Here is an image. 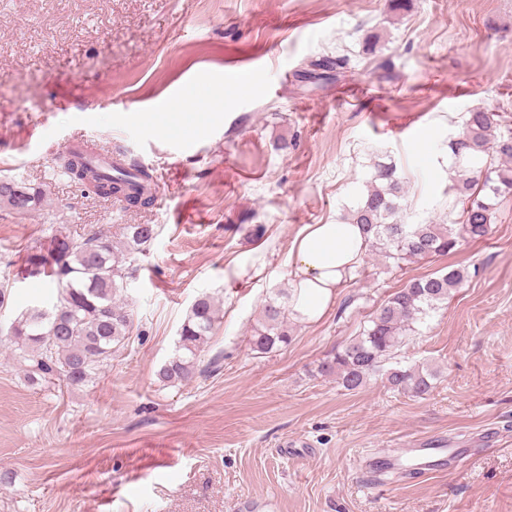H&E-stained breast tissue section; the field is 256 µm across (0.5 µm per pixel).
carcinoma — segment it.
Returning a JSON list of instances; mask_svg holds the SVG:
<instances>
[{
  "mask_svg": "<svg viewBox=\"0 0 512 512\" xmlns=\"http://www.w3.org/2000/svg\"><path fill=\"white\" fill-rule=\"evenodd\" d=\"M497 126L495 113L476 110L465 119L462 133L449 140L451 169L456 172L451 190L462 208L459 219L448 224L406 223L400 218L404 182L396 166L380 161L373 165L366 194L347 210V217L365 227L369 251L382 257L383 272L415 260L447 256L460 243L490 233L498 200L512 194V135L496 133ZM61 168L70 181L99 197H113L138 208L153 204V196L137 183L139 177L148 176L139 166L112 176L87 157L74 155L65 158ZM42 197L38 187L0 178V207L26 213L39 206ZM157 234L154 224H126L118 239L86 230L55 234L47 253L27 257L24 275H45L59 290L52 308L26 310L6 332L19 357L30 362L32 373L79 387L125 346L133 318L121 299L139 254ZM466 275L465 269L453 268L408 280L375 311L358 336L321 362L318 373L334 376L345 390L356 392L382 370L390 388L415 397L429 394L434 378L431 371L399 364L385 370L383 366L395 358L403 339L415 332V325L447 301ZM289 299L290 292L280 289L263 304L251 330L252 351L268 354L291 342ZM217 312L211 296L196 298L180 327L175 352L156 371L159 383H181L194 376Z\"/></svg>",
  "mask_w": 512,
  "mask_h": 512,
  "instance_id": "obj_1",
  "label": "carcinoma"
}]
</instances>
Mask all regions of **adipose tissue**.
Listing matches in <instances>:
<instances>
[{
	"label": "adipose tissue",
	"instance_id": "obj_1",
	"mask_svg": "<svg viewBox=\"0 0 512 512\" xmlns=\"http://www.w3.org/2000/svg\"><path fill=\"white\" fill-rule=\"evenodd\" d=\"M366 248L362 226L344 218L305 225L288 256L293 316L305 322L319 320L334 301L337 288L360 265Z\"/></svg>",
	"mask_w": 512,
	"mask_h": 512
}]
</instances>
